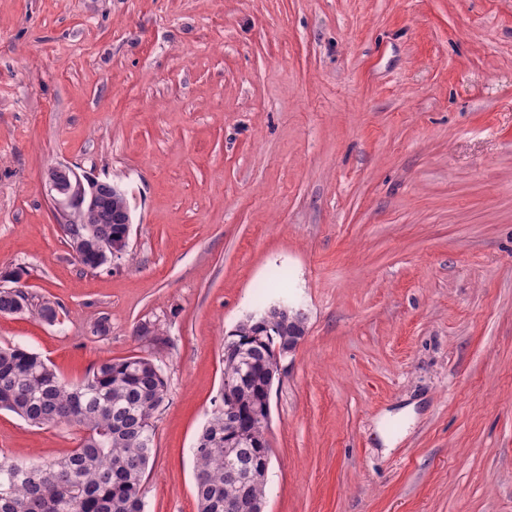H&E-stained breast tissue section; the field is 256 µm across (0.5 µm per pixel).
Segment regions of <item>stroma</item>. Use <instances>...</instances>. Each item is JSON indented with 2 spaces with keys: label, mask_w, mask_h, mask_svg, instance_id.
<instances>
[{
  "label": "stroma",
  "mask_w": 512,
  "mask_h": 512,
  "mask_svg": "<svg viewBox=\"0 0 512 512\" xmlns=\"http://www.w3.org/2000/svg\"><path fill=\"white\" fill-rule=\"evenodd\" d=\"M60 162L128 194L101 268L55 219ZM19 267L59 316L0 315L1 345L69 382L162 367L145 512H197L224 339L278 300L305 333L264 512H512V0H0V274ZM78 438L0 411V459Z\"/></svg>",
  "instance_id": "1"
}]
</instances>
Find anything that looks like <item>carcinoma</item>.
<instances>
[{
	"instance_id": "obj_1",
	"label": "carcinoma",
	"mask_w": 512,
	"mask_h": 512,
	"mask_svg": "<svg viewBox=\"0 0 512 512\" xmlns=\"http://www.w3.org/2000/svg\"><path fill=\"white\" fill-rule=\"evenodd\" d=\"M128 205L122 189L109 192L106 209L95 224H63L69 246L93 228L112 242L117 225L107 216ZM24 271L0 276L11 286L0 289V315L31 312L51 322L55 304L36 303L21 285ZM252 323L244 321L233 339L248 353L251 381L237 388L240 408L255 410L261 402L262 356L245 340ZM167 397L162 368L153 359L129 356L94 365L78 382H66L39 353L21 345L0 346V410L31 426L62 424L80 432L65 456L43 464L0 460V512H144L143 482L155 456V421ZM235 424L224 421L219 404L192 448L194 494L198 512H224V501L237 490L228 481L237 463L225 447Z\"/></svg>"
}]
</instances>
